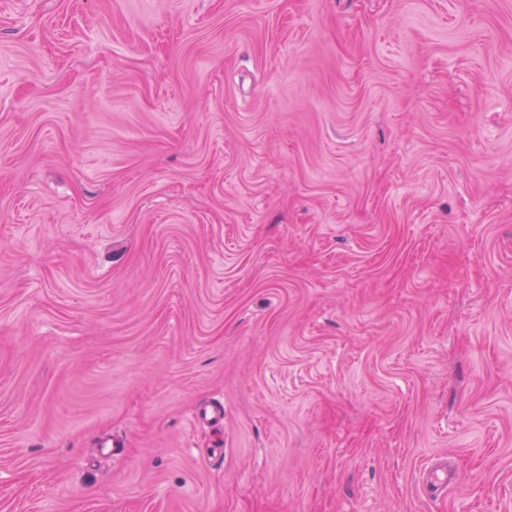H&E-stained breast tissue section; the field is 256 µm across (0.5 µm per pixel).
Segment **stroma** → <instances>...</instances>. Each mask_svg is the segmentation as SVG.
Wrapping results in <instances>:
<instances>
[{
  "mask_svg": "<svg viewBox=\"0 0 512 512\" xmlns=\"http://www.w3.org/2000/svg\"><path fill=\"white\" fill-rule=\"evenodd\" d=\"M0 512H512V0H0Z\"/></svg>",
  "mask_w": 512,
  "mask_h": 512,
  "instance_id": "35a3bbf8",
  "label": "stroma"
}]
</instances>
